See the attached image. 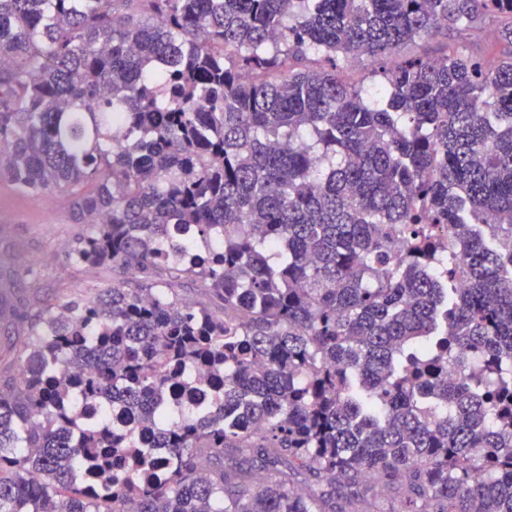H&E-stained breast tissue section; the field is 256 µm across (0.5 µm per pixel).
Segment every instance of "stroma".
Wrapping results in <instances>:
<instances>
[{"label":"stroma","instance_id":"stroma-1","mask_svg":"<svg viewBox=\"0 0 512 512\" xmlns=\"http://www.w3.org/2000/svg\"><path fill=\"white\" fill-rule=\"evenodd\" d=\"M86 230L74 222L66 194L25 195L0 183V373L17 372L27 315L71 297L93 299L111 282V270L76 264L67 254ZM31 268L38 280L27 277Z\"/></svg>","mask_w":512,"mask_h":512}]
</instances>
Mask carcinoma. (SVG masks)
Wrapping results in <instances>:
<instances>
[{
  "mask_svg": "<svg viewBox=\"0 0 512 512\" xmlns=\"http://www.w3.org/2000/svg\"><path fill=\"white\" fill-rule=\"evenodd\" d=\"M0 182L139 278L28 316L0 512H512V0H0ZM499 24V21L486 20L466 31L448 32V45L474 56L486 57L500 48L491 47Z\"/></svg>",
  "mask_w": 512,
  "mask_h": 512,
  "instance_id": "carcinoma-1",
  "label": "carcinoma"
}]
</instances>
